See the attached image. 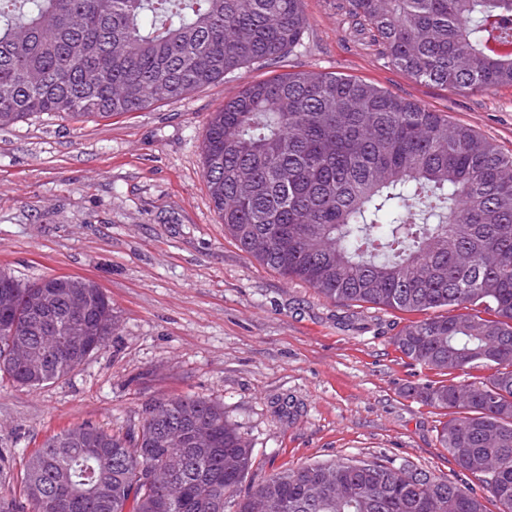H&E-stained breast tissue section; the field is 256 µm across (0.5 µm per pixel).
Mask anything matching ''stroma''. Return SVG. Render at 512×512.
Returning <instances> with one entry per match:
<instances>
[{
    "mask_svg": "<svg viewBox=\"0 0 512 512\" xmlns=\"http://www.w3.org/2000/svg\"><path fill=\"white\" fill-rule=\"evenodd\" d=\"M345 0H302L307 27L281 62L108 119L41 112L0 129V268L29 283L95 280L118 329L67 376L0 380V497L20 498L25 457L62 428L136 430L145 404L195 395L223 405L253 455L241 485L313 462L411 463L463 480L437 432L442 410L409 396L436 380L398 352L411 316L341 307L240 250L203 172L212 112L244 87L313 69L376 83L467 124L512 154V87L470 94L385 66L346 22Z\"/></svg>",
    "mask_w": 512,
    "mask_h": 512,
    "instance_id": "obj_1",
    "label": "stroma"
}]
</instances>
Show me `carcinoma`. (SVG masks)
Here are the masks:
<instances>
[{
    "instance_id": "cac0c4a2",
    "label": "carcinoma",
    "mask_w": 512,
    "mask_h": 512,
    "mask_svg": "<svg viewBox=\"0 0 512 512\" xmlns=\"http://www.w3.org/2000/svg\"><path fill=\"white\" fill-rule=\"evenodd\" d=\"M384 64L419 83L481 94L512 86V0H348ZM307 25L302 0H0V127L34 112L78 120L174 102L242 67L277 62ZM204 174L224 230L285 279L345 307L423 314L397 349L439 374L480 371L414 393L447 412L438 442L512 512V155L467 125L379 85L300 70L241 90L210 115ZM55 286L50 324L72 335ZM89 315L116 328L112 302L86 281ZM24 284L0 271L9 316L28 315ZM42 325L18 336L24 364L0 375L38 387L74 370L38 354ZM137 430L83 423L47 437L21 473L24 502L0 512H485L473 489L408 464L309 463L245 496L252 445L205 397L162 399Z\"/></svg>"
}]
</instances>
